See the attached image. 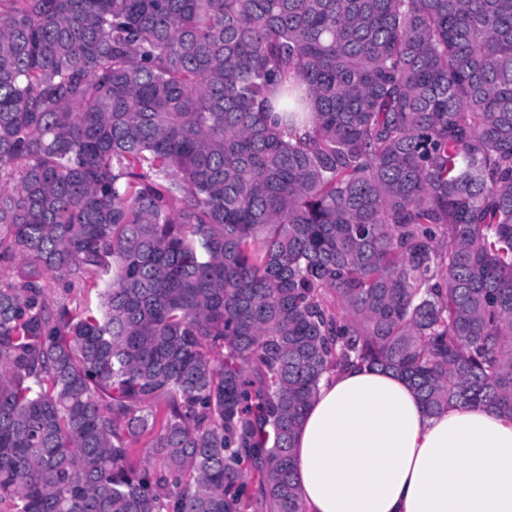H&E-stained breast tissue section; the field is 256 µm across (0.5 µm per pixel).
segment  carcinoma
<instances>
[{
	"instance_id": "cac0c4a2",
	"label": "carcinoma",
	"mask_w": 512,
	"mask_h": 512,
	"mask_svg": "<svg viewBox=\"0 0 512 512\" xmlns=\"http://www.w3.org/2000/svg\"><path fill=\"white\" fill-rule=\"evenodd\" d=\"M361 364L512 419V0H0V512H303Z\"/></svg>"
}]
</instances>
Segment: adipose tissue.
Instances as JSON below:
<instances>
[{
	"instance_id": "ef3b65f1",
	"label": "adipose tissue",
	"mask_w": 512,
	"mask_h": 512,
	"mask_svg": "<svg viewBox=\"0 0 512 512\" xmlns=\"http://www.w3.org/2000/svg\"><path fill=\"white\" fill-rule=\"evenodd\" d=\"M306 512H512V420L429 414L397 374L324 376L293 441Z\"/></svg>"
}]
</instances>
